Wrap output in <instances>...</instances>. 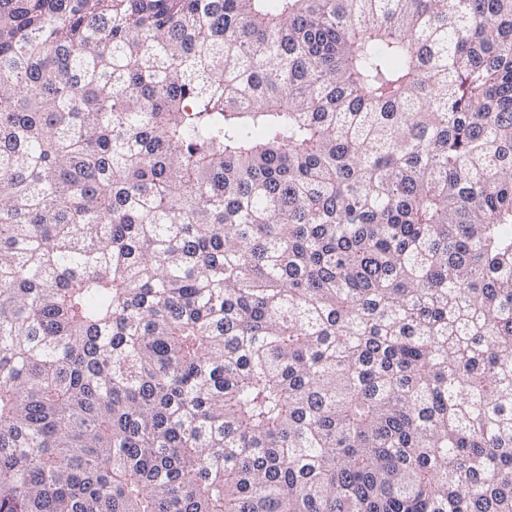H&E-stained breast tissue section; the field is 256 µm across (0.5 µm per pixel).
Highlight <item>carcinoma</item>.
<instances>
[{
	"label": "carcinoma",
	"instance_id": "cac0c4a2",
	"mask_svg": "<svg viewBox=\"0 0 512 512\" xmlns=\"http://www.w3.org/2000/svg\"><path fill=\"white\" fill-rule=\"evenodd\" d=\"M0 512H512V0H0Z\"/></svg>",
	"mask_w": 512,
	"mask_h": 512
}]
</instances>
